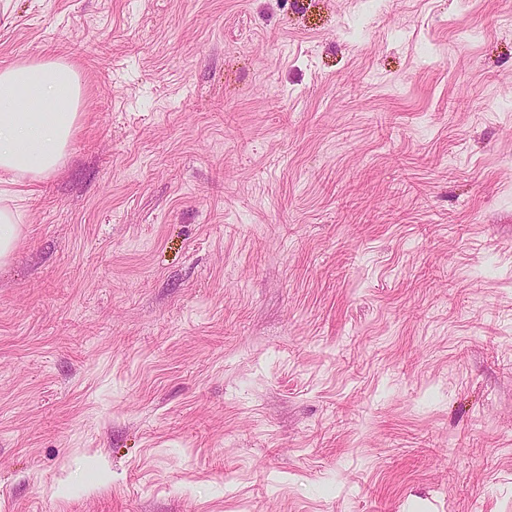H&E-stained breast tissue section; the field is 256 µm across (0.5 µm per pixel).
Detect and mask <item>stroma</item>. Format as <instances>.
<instances>
[{
  "label": "stroma",
  "instance_id": "obj_1",
  "mask_svg": "<svg viewBox=\"0 0 512 512\" xmlns=\"http://www.w3.org/2000/svg\"><path fill=\"white\" fill-rule=\"evenodd\" d=\"M43 57L0 512H512V0H0Z\"/></svg>",
  "mask_w": 512,
  "mask_h": 512
}]
</instances>
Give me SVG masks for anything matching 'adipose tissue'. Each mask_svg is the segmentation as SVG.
Masks as SVG:
<instances>
[{"label": "adipose tissue", "mask_w": 512, "mask_h": 512, "mask_svg": "<svg viewBox=\"0 0 512 512\" xmlns=\"http://www.w3.org/2000/svg\"><path fill=\"white\" fill-rule=\"evenodd\" d=\"M80 78L61 59H21L0 68V266L24 230L16 185L38 182L64 163L79 122Z\"/></svg>", "instance_id": "adipose-tissue-1"}]
</instances>
